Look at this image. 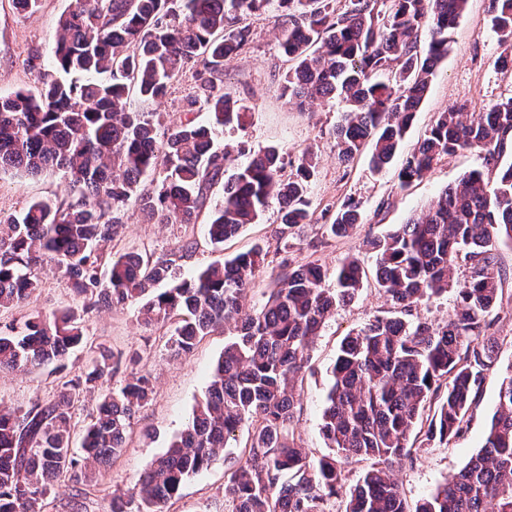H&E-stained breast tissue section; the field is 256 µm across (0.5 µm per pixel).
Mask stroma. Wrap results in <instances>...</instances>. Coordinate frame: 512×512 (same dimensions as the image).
Instances as JSON below:
<instances>
[{"mask_svg": "<svg viewBox=\"0 0 512 512\" xmlns=\"http://www.w3.org/2000/svg\"><path fill=\"white\" fill-rule=\"evenodd\" d=\"M72 0H40L36 13H16L10 0H0V97L20 90H38V69L29 65L32 54H39L41 68L50 69V53L56 40L58 21ZM488 0H469L467 9L448 44V55L437 66L429 92L422 102L404 141L412 148L431 126L437 112L456 103H468L471 112L512 95V76L500 66L512 49L492 29L487 14ZM281 17L269 9L252 25L251 42L234 58L224 62V90L246 108L245 127L227 130L217 137L218 149H232L237 142L258 150L280 148L288 160L303 152L314 154L317 165L309 183L312 220L288 241L277 236L280 213L270 203L258 223L244 227L222 247L211 244L204 223L149 224L136 207H128L120 232L108 244L112 255L126 252L159 256L191 245L189 258L180 260L181 276H190L225 257L259 246L267 251L264 267L258 269L246 297L247 310L259 308L274 288L279 272L280 247H287L292 265L319 263L326 275H333L340 262L357 257L368 279L349 304L339 307L323 326L308 351L302 375L301 406L294 430L298 444L311 460L335 456L320 433L325 392L331 378L341 340L359 330L374 316L386 314L391 304L374 286L375 255L368 239L386 234L393 225L418 215L448 184L462 175L485 167L482 154L465 150L439 161L408 189H400L397 168L378 172L368 156L352 164L341 163L336 153V126L345 109L338 100L318 101L298 108L282 98L279 82L288 68L277 41ZM69 191L62 173L37 177L0 173V213L18 211L26 201H59ZM359 203L363 220L350 236L333 237L326 232L325 209H336L347 200ZM499 266L507 276L502 282L501 299L495 309L499 317L493 328L498 343V362L485 372L478 401L468 416V426L448 445L427 448L394 466V475L409 504L430 496L452 474L465 466L484 439L495 411L498 387L512 365V247H500ZM83 301L68 288L61 274L46 267L41 288L27 300L23 309L0 313V327L22 314L49 315L66 308L82 307ZM85 347L76 349L66 361L64 373L30 370L0 374V402L25 411L34 403L54 400L65 377L81 374L85 364L103 346L122 354L120 373L108 383L116 389L133 372H147L154 378L151 399L132 420L122 454L108 465L88 466L81 488L62 480L47 507L48 512H71L72 502H80L81 512H103L113 491H131L151 460L162 453L173 437L191 419L193 409L206 391L210 374L224 351L223 331L206 336L188 355L170 356L167 340L170 327L141 324L136 307L100 308L86 314ZM246 433H238L223 452V458L208 470L187 481L170 512H232L231 502L222 494L224 480L238 462Z\"/></svg>", "mask_w": 512, "mask_h": 512, "instance_id": "1", "label": "stroma"}]
</instances>
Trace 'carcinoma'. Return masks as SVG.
<instances>
[{"label":"carcinoma","mask_w":512,"mask_h":512,"mask_svg":"<svg viewBox=\"0 0 512 512\" xmlns=\"http://www.w3.org/2000/svg\"><path fill=\"white\" fill-rule=\"evenodd\" d=\"M271 0H75L59 19L55 70L81 79H43L33 94L0 98V171L66 175L70 199L27 202L0 216V311L18 309L41 288L50 263L83 297L81 308L52 316L24 315L0 329V372L55 366L83 342L82 321L101 304H139L148 324H172V354L187 355L218 328L230 339L192 419L140 475L130 495L113 492L106 512H168L193 476L221 460L229 439L247 429L224 498L239 512H324L326 497L347 480L333 458L313 462L292 427L296 382L306 351L336 308L363 288L365 272L346 258L333 284L320 265L283 258L277 288L260 309L242 302L266 253L259 247L176 276L178 258L127 253L105 259L119 214L130 204L152 224H193L208 192L226 174L229 153L214 148L223 128L244 127L243 106L223 92L224 60L250 42L248 19ZM284 23L279 46L292 62L281 78L286 99L334 98L346 103L336 126L338 158L363 153L376 169L398 155L426 97L448 35L468 0H277ZM492 28L512 43V0H490ZM195 66L197 91L184 116L164 125L157 112L128 109L164 97ZM205 111L209 120L200 122ZM460 150L484 154L495 169L469 172L444 188L422 216L369 242L377 288L393 304L342 341L326 395L321 432L347 460L373 459L345 497L343 512H409L398 482L383 464L410 458L464 431L484 372L497 363L489 330L505 273L499 244L512 245V96L473 117L453 104L437 116L400 162V187L423 179ZM162 170L153 188L144 178ZM276 147L247 152L224 182V197L207 223L220 245L255 224L273 200L280 235L311 221L307 154L284 175ZM354 201L339 207L327 232L347 236L360 223ZM470 275L453 278L459 258ZM453 293L454 316L414 319L421 302ZM119 357L106 350L83 377L63 383L57 398L23 414L0 406V512H44L55 485L81 479L82 463L117 458L138 409L153 392L140 374L119 390L101 391L81 444L72 448V408L110 380ZM415 512H512V366L502 378L479 452Z\"/></svg>","instance_id":"carcinoma-1"}]
</instances>
